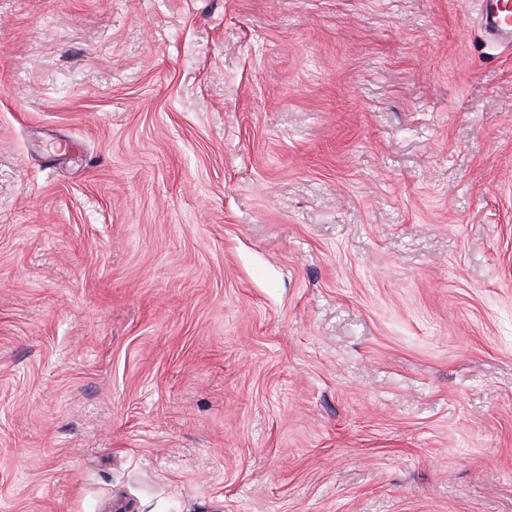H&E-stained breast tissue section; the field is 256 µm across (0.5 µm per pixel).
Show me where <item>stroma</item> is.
Listing matches in <instances>:
<instances>
[{"label":"stroma","mask_w":512,"mask_h":512,"mask_svg":"<svg viewBox=\"0 0 512 512\" xmlns=\"http://www.w3.org/2000/svg\"><path fill=\"white\" fill-rule=\"evenodd\" d=\"M476 2L0 0V512H512Z\"/></svg>","instance_id":"stroma-1"}]
</instances>
